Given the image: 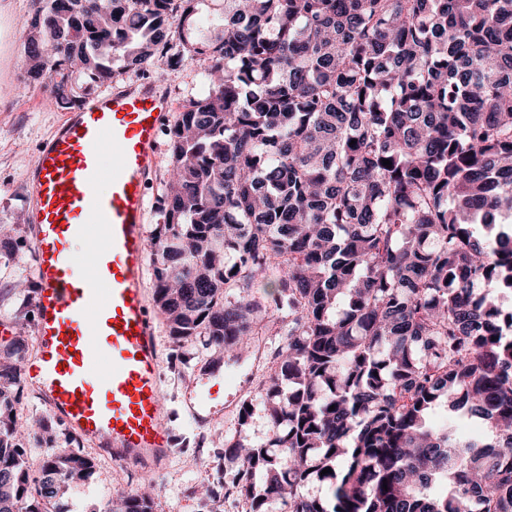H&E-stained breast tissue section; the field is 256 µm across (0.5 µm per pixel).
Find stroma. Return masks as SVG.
<instances>
[{"label": "stroma", "mask_w": 512, "mask_h": 512, "mask_svg": "<svg viewBox=\"0 0 512 512\" xmlns=\"http://www.w3.org/2000/svg\"><path fill=\"white\" fill-rule=\"evenodd\" d=\"M39 0H0V224L10 225L0 235V342L14 337L24 340L26 356L35 353L33 329L34 258L28 243L25 212L28 186L26 175L39 149L66 118L68 109L51 102L46 79L28 73L25 60L27 29L16 19L31 18ZM199 64L172 66L167 59L156 60L146 77L162 80L175 105L201 94L203 82ZM269 329L257 340L262 356L248 351L225 359L224 412L216 419L194 426L185 416L182 403L193 382L195 366L212 354L203 340L181 345L168 335L165 326L157 333L163 356V390L170 422L176 435L174 455L163 476H132L114 467L110 460L84 444L80 453L94 464L92 477L64 500L66 512H105L116 486L151 485L152 512H247L248 506L235 488L236 469L224 460V438L245 431L248 438L269 434L263 414H256L248 429L238 424V410L247 397L262 388L277 367L278 351L287 341L288 320L269 312Z\"/></svg>", "instance_id": "obj_1"}]
</instances>
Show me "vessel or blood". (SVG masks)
Instances as JSON below:
<instances>
[{
    "instance_id": "b4317fda",
    "label": "vessel or blood",
    "mask_w": 512,
    "mask_h": 512,
    "mask_svg": "<svg viewBox=\"0 0 512 512\" xmlns=\"http://www.w3.org/2000/svg\"><path fill=\"white\" fill-rule=\"evenodd\" d=\"M171 110L161 81L113 86L70 112L28 175L36 355L26 382L114 465L153 474L175 445L146 286L149 189Z\"/></svg>"
}]
</instances>
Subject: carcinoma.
Instances as JSON below:
<instances>
[{"instance_id":"obj_1","label":"carcinoma","mask_w":512,"mask_h":512,"mask_svg":"<svg viewBox=\"0 0 512 512\" xmlns=\"http://www.w3.org/2000/svg\"><path fill=\"white\" fill-rule=\"evenodd\" d=\"M203 2L46 0L25 58L75 107L165 56L173 26L170 63L205 61L167 130L154 303L175 341L228 349L288 309L239 417L270 434L224 439L249 512H512V0H221L219 31ZM257 280L268 297L229 299ZM13 357L0 512H63L94 465L62 450L28 471ZM111 512L151 500L117 490ZM435 420L437 422L447 421L448 427L455 430L458 434L474 436L484 434V429L478 422L464 416H455L447 413L443 408L438 409Z\"/></svg>"}]
</instances>
